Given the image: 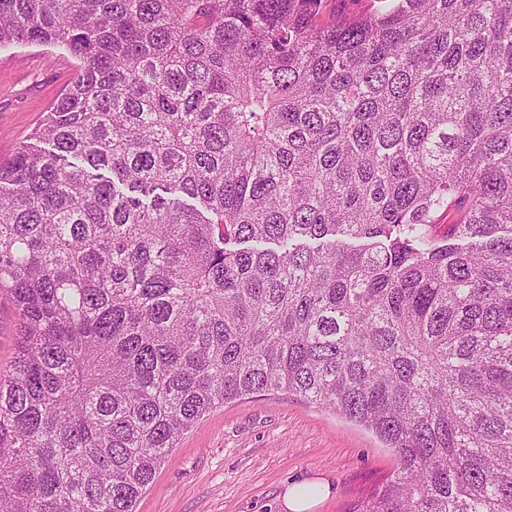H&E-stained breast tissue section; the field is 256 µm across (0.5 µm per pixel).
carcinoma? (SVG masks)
I'll return each instance as SVG.
<instances>
[{
	"label": "carcinoma",
	"mask_w": 512,
	"mask_h": 512,
	"mask_svg": "<svg viewBox=\"0 0 512 512\" xmlns=\"http://www.w3.org/2000/svg\"><path fill=\"white\" fill-rule=\"evenodd\" d=\"M325 3L0 0L76 59L0 161V512H137L280 391L395 452L352 512H512V0ZM388 3L384 0H332L326 5L330 14L335 15L336 12V18H343L357 16ZM19 318L11 300L0 294V368L5 371L14 356L15 339L18 336Z\"/></svg>",
	"instance_id": "1"
}]
</instances>
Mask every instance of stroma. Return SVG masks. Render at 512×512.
Masks as SVG:
<instances>
[{
	"label": "stroma",
	"instance_id": "stroma-1",
	"mask_svg": "<svg viewBox=\"0 0 512 512\" xmlns=\"http://www.w3.org/2000/svg\"><path fill=\"white\" fill-rule=\"evenodd\" d=\"M64 48H0V160L29 142L75 73ZM395 454L338 413L281 392L229 403L180 439L138 512H281L288 482L327 477L315 512H351L390 478Z\"/></svg>",
	"mask_w": 512,
	"mask_h": 512
}]
</instances>
